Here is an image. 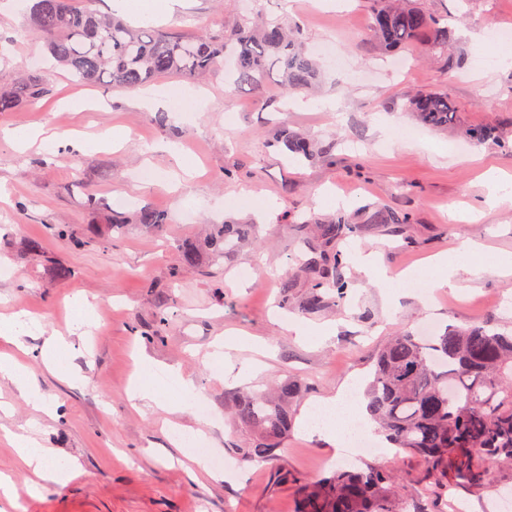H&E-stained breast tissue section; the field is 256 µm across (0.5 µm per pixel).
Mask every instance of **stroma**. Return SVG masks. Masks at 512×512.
<instances>
[{"instance_id": "stroma-1", "label": "stroma", "mask_w": 512, "mask_h": 512, "mask_svg": "<svg viewBox=\"0 0 512 512\" xmlns=\"http://www.w3.org/2000/svg\"><path fill=\"white\" fill-rule=\"evenodd\" d=\"M346 4L339 16L331 0L319 11L305 4L291 9L289 0H177L156 23L179 34L218 33L258 13L300 25L309 46H336L335 60L322 64L324 82L315 95H286L273 76L258 90L229 86L220 72L152 81L155 90L177 86L198 95L197 112L186 117L145 104L137 88L76 86L58 67L43 72L42 95L0 112V129L39 125L53 135L21 152L0 139V314L23 309L37 316L40 332L26 336L25 350L14 356L60 405L58 418H40L13 383L0 380V403L9 407L0 426L30 431L81 466L77 479L45 484L31 497V473L0 437V477L12 488L10 496L0 495V512H298L299 480L341 465L335 444L320 432H303L300 420L319 400L363 391L390 336L429 321L439 328L488 322L512 332V277L484 270L493 256L512 254V153L463 137L468 127L490 123L512 141V69L495 65L494 44L481 39L493 28L512 31V0H423L427 10L448 17L459 57L452 72L442 58L423 59L413 49L377 52L367 0ZM29 25L22 0H0V74L24 79L32 58L43 56L42 42L22 33ZM425 89L447 92L456 104L457 121L448 130L418 128L403 112L404 95ZM78 95L89 107L75 113L66 101ZM277 118L325 156L299 162L267 147ZM397 127L420 134L399 145L390 137ZM113 128L126 134L121 145L82 147L83 139ZM488 166L509 175L493 206L480 181ZM142 170L159 173V180H140ZM144 203L167 214L160 232H112L113 215ZM379 206L407 215V223H367ZM462 210L477 216L449 219V212ZM304 214L343 218L355 228L334 245L344 257L339 274L349 286L346 300L330 297L313 311L302 307L313 276L301 260L321 242L315 225L301 223ZM229 218L255 225L259 248L226 257L223 271L211 275L182 269L179 282L170 283L177 242L203 238L210 225ZM58 224L95 238L74 249L55 235ZM30 238L41 241V252L26 253ZM365 249L394 277L424 275L425 260L439 253L468 256L480 272L461 276L454 288H410L392 301L362 270ZM59 264L72 267L74 277L58 279ZM284 278L291 288L283 308L277 298ZM77 290L93 304L97 327L61 356V366L82 377L74 386L47 369L41 347L46 336L67 332ZM164 302L171 317L155 339ZM288 318L308 335L283 328ZM314 327L319 335H311ZM142 356L195 381L214 420L204 446L228 461L226 479L211 478L167 438L169 423L190 425L193 415L132 405L128 389ZM288 379L302 385L292 406L295 426L273 459L243 460L239 449L250 433L231 415L234 393ZM375 461L400 487L404 512H414L410 494L426 478L423 462L407 453L379 454ZM505 493L512 494L506 465L493 469L485 488L449 489L426 506L449 512L459 498L470 512H497Z\"/></svg>"}]
</instances>
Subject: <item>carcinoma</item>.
Listing matches in <instances>:
<instances>
[{
    "label": "carcinoma",
    "instance_id": "obj_1",
    "mask_svg": "<svg viewBox=\"0 0 512 512\" xmlns=\"http://www.w3.org/2000/svg\"><path fill=\"white\" fill-rule=\"evenodd\" d=\"M32 32L44 43L45 62L66 69L79 84L106 83L134 89L167 76L201 77L215 73L224 55L235 57V86L259 87L276 73L289 94L309 90L321 79L320 63L298 29L258 16L240 18L236 27L220 36L195 34L176 37L153 27H137L96 7L97 0H31ZM372 32L382 50L416 46L428 56H439L455 67L449 52L448 16L431 13L417 0H369ZM42 81L30 77L22 84L0 79V112L13 111L20 97L39 94ZM403 110L435 129L454 124L455 106L437 89L408 96ZM466 139L481 145H512L488 124L472 127ZM270 143L283 145L300 160L315 155L308 138L282 126ZM407 217L377 210L369 222L403 224ZM165 214L144 206L135 213L112 216V232L123 234L134 225L157 231ZM319 236L331 243L353 227L343 220L318 223ZM245 225H213L203 242L178 245L183 267L222 266L224 257L239 248ZM343 300L347 284L336 278L317 280L303 308L322 306L326 292ZM300 391L295 382L276 387L273 395L239 393L233 397V416L255 436L241 449L248 461L274 456L292 426L288 404ZM364 397L376 431L393 448L419 457L434 484L481 489L492 467L512 466V333L485 325L450 326L428 339L408 331L391 337L379 350ZM401 494L384 470L366 463L341 467L327 476L299 485V512H402Z\"/></svg>",
    "mask_w": 512,
    "mask_h": 512
}]
</instances>
